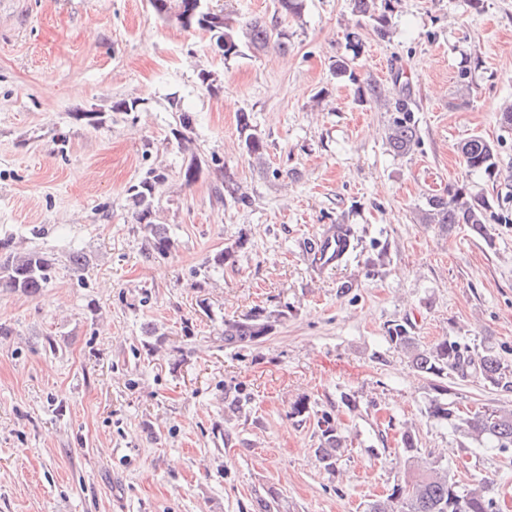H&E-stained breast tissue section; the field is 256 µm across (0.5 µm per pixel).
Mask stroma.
Here are the masks:
<instances>
[{
    "label": "stroma",
    "mask_w": 512,
    "mask_h": 512,
    "mask_svg": "<svg viewBox=\"0 0 512 512\" xmlns=\"http://www.w3.org/2000/svg\"><path fill=\"white\" fill-rule=\"evenodd\" d=\"M388 23L384 39L350 0H304L286 45L225 58L148 0H0V238L55 258L39 296L0 288V512H259L270 487L280 512H364L403 473L406 426L460 483L491 476L512 512V453L432 417L430 379L387 333L485 342L512 365V133L498 123L512 0H396ZM351 32L356 78L340 80ZM370 82L408 99L410 153L390 150V112L361 97ZM179 108L188 153L170 141ZM241 112L263 160L242 147ZM477 135L498 143L497 181L462 161ZM151 168L167 176L164 256L127 194ZM228 175L249 204L216 198ZM457 187L493 199L491 241L420 223L429 196ZM339 224L357 249L315 266L311 241ZM227 248L234 263L205 269ZM283 305L263 342L225 348V321ZM230 385L249 394L246 415L228 412ZM302 399L304 421L291 415ZM322 413L347 440L332 471L316 456Z\"/></svg>",
    "instance_id": "obj_1"
}]
</instances>
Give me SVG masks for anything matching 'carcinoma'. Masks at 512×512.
Wrapping results in <instances>:
<instances>
[{
	"mask_svg": "<svg viewBox=\"0 0 512 512\" xmlns=\"http://www.w3.org/2000/svg\"><path fill=\"white\" fill-rule=\"evenodd\" d=\"M275 4V13L286 17H298L303 10V0H275ZM353 5L356 13L376 24L380 36L389 34L386 13L393 8L392 0H353ZM221 17L222 24L219 26L197 20L193 29L208 33L210 40L216 43L223 42L226 58L238 55L244 45L263 48L272 41L282 45L284 39L288 38L286 31L275 25L270 27L263 21L243 23L224 13ZM349 49L352 56L336 60L334 71L337 77L354 81L353 64L360 51L359 38L354 33L349 35ZM192 124L193 118L189 113L175 108V126L171 128V135L184 151L189 150L192 143L189 136ZM238 127L244 137L246 153L258 161L262 160L267 143L253 132L247 113H239ZM387 142L397 155L408 153L418 142L417 128L409 102L405 99L394 104ZM460 154L469 170L482 172L488 180L497 181L500 170L494 144L474 136L461 144ZM165 179L164 174L150 169L138 183L127 189L134 207V219L142 225L153 252L159 255L169 253L173 246L166 225L154 221L155 202ZM491 209L489 199L468 198L463 189L457 188L448 191L446 197L437 194L430 196L426 209L421 211V219L426 224H439L448 229L465 224L474 235L489 242ZM0 250L6 252L5 259H0L1 286L36 296L52 280L55 259L50 254L15 252L9 239H0ZM287 316L286 310L268 312L258 309L241 320L224 322L220 341L224 342L226 349L244 348L268 335L275 324ZM388 335L391 343L408 354L412 367L434 381L432 388L441 395L450 394L453 384L471 378L492 388L512 392V369L490 345L476 349L448 336L431 345H424L401 324L390 327ZM248 402L249 398L243 390L235 389L227 397V409L233 414H240ZM430 411L435 418L448 422L454 431L466 438L478 444L487 443L503 453L512 452V408L486 404L463 410L452 401L435 400L430 405ZM316 425L320 432L319 459L326 469H333L343 448L344 437L336 420L327 413L317 419ZM400 449L406 466L404 479L394 483L386 496L368 502L365 512H501L498 500L491 494V478L484 476L472 484H460L448 469L422 455L418 439L410 430L402 433Z\"/></svg>",
	"mask_w": 512,
	"mask_h": 512,
	"instance_id": "cac0c4a2",
	"label": "carcinoma"
}]
</instances>
